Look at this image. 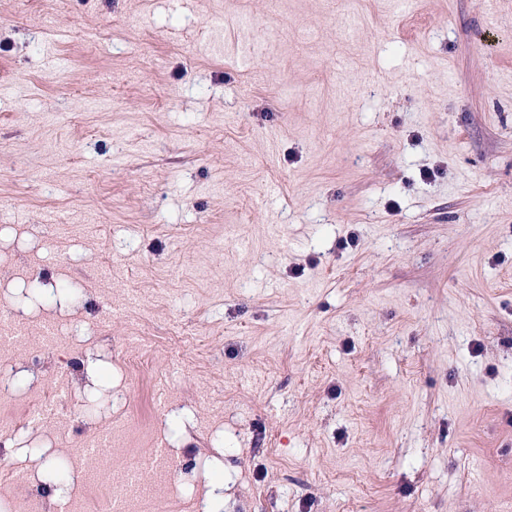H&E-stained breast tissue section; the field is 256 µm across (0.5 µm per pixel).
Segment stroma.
Wrapping results in <instances>:
<instances>
[{"label":"stroma","instance_id":"stroma-1","mask_svg":"<svg viewBox=\"0 0 512 512\" xmlns=\"http://www.w3.org/2000/svg\"><path fill=\"white\" fill-rule=\"evenodd\" d=\"M11 305L83 512H512V0H0Z\"/></svg>","mask_w":512,"mask_h":512}]
</instances>
